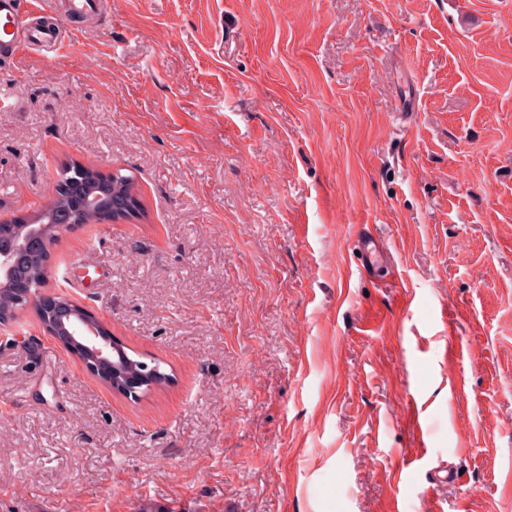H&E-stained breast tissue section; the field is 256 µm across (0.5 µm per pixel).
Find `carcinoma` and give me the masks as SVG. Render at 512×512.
<instances>
[{
	"label": "carcinoma",
	"instance_id": "1",
	"mask_svg": "<svg viewBox=\"0 0 512 512\" xmlns=\"http://www.w3.org/2000/svg\"><path fill=\"white\" fill-rule=\"evenodd\" d=\"M58 184L63 191L57 193L48 203L34 213L27 215L32 224H47L60 210L69 207L71 199L77 194L103 195L116 200L133 203V209L127 212L131 216L139 211V202L134 191V178L117 170L105 177L96 175V169L77 162L66 163L58 171ZM32 280V290L44 287L45 262L39 256L28 265ZM171 381L161 363L151 364L141 360V356L131 352L117 338H112V390L129 398H138L140 394L163 387Z\"/></svg>",
	"mask_w": 512,
	"mask_h": 512
}]
</instances>
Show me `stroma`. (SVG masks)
I'll return each instance as SVG.
<instances>
[{
	"label": "stroma",
	"mask_w": 512,
	"mask_h": 512,
	"mask_svg": "<svg viewBox=\"0 0 512 512\" xmlns=\"http://www.w3.org/2000/svg\"><path fill=\"white\" fill-rule=\"evenodd\" d=\"M42 20L64 45L0 68V217L65 161L131 173L143 216L61 232L46 288L172 380L126 398L21 311L0 512H512V0ZM364 230L390 281L348 276Z\"/></svg>",
	"instance_id": "stroma-1"
}]
</instances>
